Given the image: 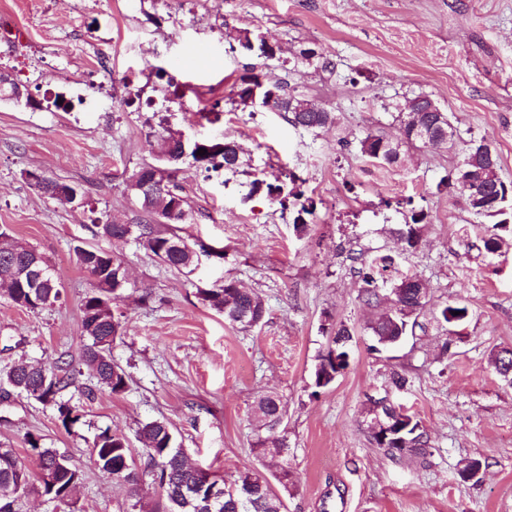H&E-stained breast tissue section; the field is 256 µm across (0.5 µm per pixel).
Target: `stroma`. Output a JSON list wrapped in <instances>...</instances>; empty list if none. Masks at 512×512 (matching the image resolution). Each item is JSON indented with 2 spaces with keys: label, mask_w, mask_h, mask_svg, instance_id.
Segmentation results:
<instances>
[{
  "label": "stroma",
  "mask_w": 512,
  "mask_h": 512,
  "mask_svg": "<svg viewBox=\"0 0 512 512\" xmlns=\"http://www.w3.org/2000/svg\"><path fill=\"white\" fill-rule=\"evenodd\" d=\"M232 30L268 39L275 59L231 49ZM305 47L333 71L295 63ZM254 74L334 112L335 124L302 130L283 113L239 105L241 80ZM0 75L30 95L0 97V229L42 253L61 284L60 301L34 312L0 296V371L65 360L77 385L63 397L81 410L67 428L33 397L0 399V448L32 467L26 438L38 437L81 476L68 506L32 494L16 512H151L153 489L116 483L91 444L104 429L131 436L156 419L191 461L228 482L254 468L274 477L256 442L286 437L292 479L275 488L286 512H512V386L492 364L512 349V235L486 252L491 218L437 188L481 137L495 142L512 182V0H0ZM421 92L447 112L454 147L404 143L395 105ZM162 127L188 143L227 137L244 161L234 174L207 176L188 162L177 174L195 210L182 236L223 252L200 256L189 274L134 240L98 236L90 221L93 207L123 224L148 221L126 178L153 161ZM369 132L398 144L396 164L361 153ZM31 169L78 185L90 207L37 192L24 177ZM291 172L316 202L302 234L292 201L250 191L253 180ZM413 205L427 219L409 248L395 231ZM85 245L121 253L130 271L113 305L124 327L111 350L127 373L119 394L81 361L80 305L92 280L74 249ZM383 255L428 295L413 333L377 351L358 270ZM227 279L262 297L259 325H231L201 303L199 289ZM454 301L469 308L459 327L440 316ZM339 323L353 335L349 365L313 391ZM396 372L408 384L392 393ZM265 394L286 413L272 431L253 416ZM384 395L421 422L425 456L394 459L373 444L368 408ZM471 458L482 470L466 481L459 471Z\"/></svg>",
  "instance_id": "obj_1"
}]
</instances>
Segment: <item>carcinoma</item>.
<instances>
[{
	"instance_id": "obj_1",
	"label": "carcinoma",
	"mask_w": 512,
	"mask_h": 512,
	"mask_svg": "<svg viewBox=\"0 0 512 512\" xmlns=\"http://www.w3.org/2000/svg\"><path fill=\"white\" fill-rule=\"evenodd\" d=\"M257 91L260 98L274 97L271 108L288 115L292 125L304 130H315L330 126L335 121L334 113L320 111V105L286 91L280 82H262L254 76L242 80L237 91L239 104L248 106L252 91ZM399 113L403 139L408 144L427 143L418 133H412V113L397 108ZM420 126L426 131L445 136L450 133L447 143L454 144L455 129L451 128L448 114L439 115L428 112L420 120ZM494 146L487 138L472 139L466 146L464 163L474 173V182L468 186L461 183L442 180L440 185L448 189H456L465 195L479 190L501 191L502 198L512 199V184L506 183L500 176L499 157L493 154L488 159L482 152V144ZM363 155L381 164L391 165L398 161V146L381 135L366 134L359 141ZM205 149L204 155L197 151ZM176 158L165 162L171 170L188 156L197 169L209 172L236 171L242 164L240 154L236 151L227 155L224 151L214 150V143H193L188 150L175 147ZM291 190H285V184L266 182L256 179L251 183V192L264 193L273 201L283 202L293 197L297 207L294 229L301 234L308 228L307 217L314 214L315 203L310 197L297 189L300 178L294 174L288 176ZM175 195L167 197L170 202H177L176 214L167 212V208L156 203L148 206L146 196L140 191L127 186L141 204V207L156 217V223L132 225L133 232L127 233L123 226L113 224L107 217H97L93 224L98 228L101 237L112 241H123L134 237L138 245L156 257L162 264L179 272H192L197 260L196 251L188 245L184 237L178 234L180 225L188 223L193 215V207L187 197L182 194L179 184H174ZM503 211H493L491 216L499 218L491 230L483 238L484 248L494 252L499 248L501 233H512V204L501 203ZM427 213L420 209H411L410 221L397 230L398 236L408 246L416 243L418 226L426 220ZM177 242L180 247L173 248L171 243ZM36 250L31 246L14 240L0 246V284L6 283L14 276V271L28 264ZM76 262L93 280V288L81 302V329L86 342L82 348V360L90 370L97 383L112 394L123 392L127 385L124 370L112 362L111 346L116 338L122 335V322L115 315L112 303L119 298L118 290L126 287V283L117 277V270L124 264L120 255L101 248H75ZM364 286L361 290L363 301L368 306H378L385 300L382 288L377 284L374 272L362 273ZM420 288L416 282H405V279L390 283L389 292L395 303L383 310L370 324L377 344L390 348L397 344L409 331L410 322L422 308L418 299ZM200 298L205 306L224 315V320L232 325L255 326L265 314L264 302L256 292L238 286L234 281H226L218 288L200 291ZM6 299L13 304L36 311L51 306L60 299V289L46 286L44 288H11ZM440 315L444 322L455 320L459 324L469 315L468 307L461 302L446 305ZM331 345L319 356L314 367L313 385L317 389L330 386L336 380V358L349 356V342L352 334L348 327L341 324L332 328ZM75 385V379L65 361L55 364L21 362L0 374V386H6L18 393H25L39 402L56 409L62 425L68 427L81 418L79 407L61 398V392ZM258 427L272 428L282 422L283 406L278 396L268 394L261 397L255 407ZM135 438L147 458L143 474L151 478V485L159 495L157 508L153 512H284L282 499L272 490L268 480L257 469L239 472L228 487L221 504L209 501L208 489L198 483V479L187 462L181 449L175 446V439L169 424L164 420H152L138 426ZM373 443L385 449L391 457H406L425 454L428 437L422 429L420 421L413 416H405L399 422V429L386 441L372 438ZM28 445L37 452V469L44 476L37 477L21 462L15 452L0 448V490L13 489L16 494L10 498L0 497V512H14L17 499L29 493L46 496L61 504H67L72 488L80 479L79 472L73 468L67 457L58 454L51 448L40 447L38 438L29 436ZM256 446L262 453L271 456H282L279 482L286 486L289 480L288 445L281 442L273 448H266L265 441L260 439ZM95 462L98 467L112 475V479L125 484L134 492L140 486V473L136 471L132 456L131 441L121 431L105 429L98 433L92 443Z\"/></svg>"
}]
</instances>
